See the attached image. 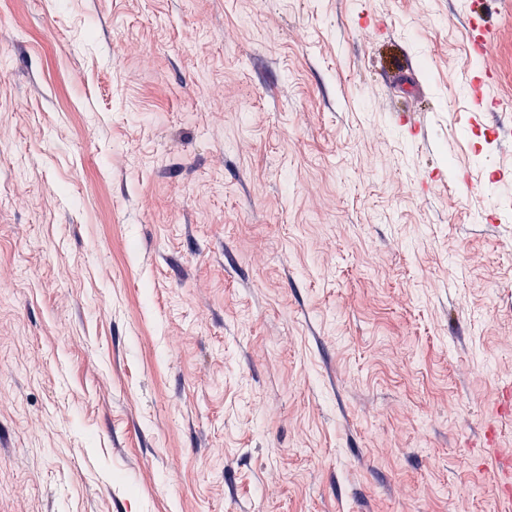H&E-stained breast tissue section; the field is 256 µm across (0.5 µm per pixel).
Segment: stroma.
Returning <instances> with one entry per match:
<instances>
[{"instance_id": "35a3bbf8", "label": "stroma", "mask_w": 512, "mask_h": 512, "mask_svg": "<svg viewBox=\"0 0 512 512\" xmlns=\"http://www.w3.org/2000/svg\"><path fill=\"white\" fill-rule=\"evenodd\" d=\"M471 3L0 0V512H512Z\"/></svg>"}]
</instances>
